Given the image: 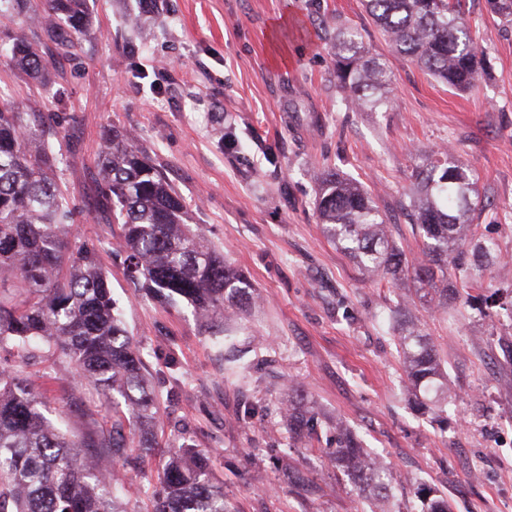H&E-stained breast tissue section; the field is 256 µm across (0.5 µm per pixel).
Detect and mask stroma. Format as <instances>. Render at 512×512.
Wrapping results in <instances>:
<instances>
[{"instance_id":"1","label":"stroma","mask_w":512,"mask_h":512,"mask_svg":"<svg viewBox=\"0 0 512 512\" xmlns=\"http://www.w3.org/2000/svg\"><path fill=\"white\" fill-rule=\"evenodd\" d=\"M466 4L486 70L462 93L398 58L363 0H156L144 13L138 0H88L92 27L75 49L27 31L52 63L47 88L0 63V97L61 117L52 147L62 182L140 345L164 452L192 438L238 512H369L329 465L339 422L391 466L397 502L414 501L421 482L453 512H512V370L499 346L512 341V319L453 299L428 308L407 283L368 278L314 209L322 172L352 179L416 261L422 244L403 209L411 174L420 157L450 149L491 205L479 231L497 259L480 284L512 296V22L485 0ZM347 27L387 63L390 106L337 98L332 47ZM110 125L136 133L190 223L253 283L255 308L232 316L226 335L205 333L187 303L163 307L131 288L112 226L93 209ZM401 301L445 362L447 428L410 406L389 319ZM23 367L73 439L111 430L101 394L71 378L64 355ZM295 388L318 420L310 447L290 443L281 424Z\"/></svg>"}]
</instances>
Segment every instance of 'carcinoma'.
<instances>
[{
    "mask_svg": "<svg viewBox=\"0 0 512 512\" xmlns=\"http://www.w3.org/2000/svg\"><path fill=\"white\" fill-rule=\"evenodd\" d=\"M366 13L395 54L432 74L448 88L466 91L485 71L484 51L464 19L465 0H363ZM491 13L512 21V0H486ZM31 15L57 44L71 48L89 24L87 0H0V16ZM336 94L358 106L390 104V71L368 55L359 32L336 34ZM0 57L33 79L47 76L40 43L21 31L0 37ZM60 133L56 112H25L0 101V350L35 360L59 352L77 376L93 382L112 407V430L91 448L131 469L161 452L154 427L156 396L144 374L139 348L112 298L95 249L76 232L78 211L57 180L49 140ZM100 212L119 226L120 257L135 288L161 305L187 301L213 336L224 334L229 312L253 299L249 279L224 260L196 226L186 223L184 198L130 133L112 127L98 159ZM411 224L424 239V259L410 263L387 230L385 214L360 186L333 172L322 174L315 200L328 241L366 273L416 285L468 303L482 266L496 250L478 236L488 204L479 199L471 168L445 152L423 158L415 170ZM455 284L448 285V263ZM392 317L411 397L438 412L448 406V374L435 345L408 320L405 307ZM288 437L317 438L314 414L302 400L288 401ZM336 472L376 512L392 507V482L361 440L336 428ZM112 469L76 450L43 408L29 378L16 366L0 368V512H125L115 496ZM419 512H451L436 488H419ZM147 512H238L211 477L210 458L185 442L162 464Z\"/></svg>",
    "mask_w": 512,
    "mask_h": 512,
    "instance_id": "carcinoma-1",
    "label": "carcinoma"
}]
</instances>
